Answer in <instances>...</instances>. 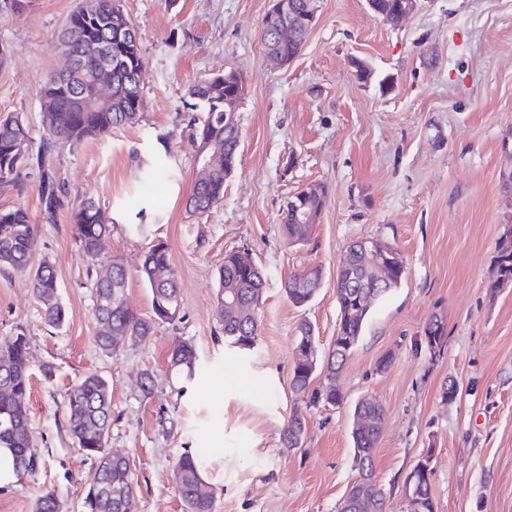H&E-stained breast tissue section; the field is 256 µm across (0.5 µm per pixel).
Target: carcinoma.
Returning <instances> with one entry per match:
<instances>
[{
	"instance_id": "carcinoma-1",
	"label": "carcinoma",
	"mask_w": 512,
	"mask_h": 512,
	"mask_svg": "<svg viewBox=\"0 0 512 512\" xmlns=\"http://www.w3.org/2000/svg\"><path fill=\"white\" fill-rule=\"evenodd\" d=\"M115 0H81L70 15L60 44L63 51L79 54L83 46L105 38L112 31ZM263 45L269 53L283 61L294 58L304 45L307 33L298 31L287 43L273 41L266 27H261ZM118 73L112 74V101L92 112L72 110L65 105L66 92L56 73L50 74L40 89V99L46 114L43 151L34 154L26 124L19 116L0 119V184L15 180L21 169L37 167L41 170L40 200L44 218L52 221L58 206L61 187L55 177L44 170L45 153L68 146L78 147L84 142L104 136L112 129L138 122L142 107L140 76L142 55L139 41L131 40L119 49ZM100 65L96 56L80 58V72L68 78L74 88L83 86L81 73L93 72ZM235 89L224 83V76L200 80L188 89L195 100L193 107L205 113L201 122L190 118L195 126L192 136L194 157L207 156L211 160L208 177L196 182L186 208L192 214H204L224 198V182L239 161V128L224 125V99ZM173 168L156 159L141 165V179L153 183ZM325 186L316 183L308 187L305 198L308 209L320 215L327 204ZM71 223L83 252L93 258L109 228L103 222L99 206L87 201L71 210ZM282 226L292 245L307 242L313 225L300 224L291 205L282 210ZM34 227L28 211L21 207L0 209V268L19 271L28 276L29 286L44 305L45 314L55 326L64 324L65 308L58 301L57 281L49 263L32 265ZM498 255L493 268L495 282L512 284V226L499 239ZM111 279L96 278L93 282L95 302L93 318L96 324V344L105 353L118 351L119 345L132 338L150 337L155 324L173 320L181 309L177 285L178 275L171 262L168 248L158 243L146 253L139 278L152 294V312L143 318L126 302L129 275L122 263L114 261L109 269ZM322 278L319 268L292 273L284 282L288 300L297 308L308 305L315 297ZM404 275L393 274L388 280L378 281L371 261L363 256L359 242L347 248V262L337 274L336 301L339 309L340 335L351 337L345 346L337 340L328 350L317 351V363L292 360L290 388L294 395L316 404L318 391L329 394L328 404L336 405L342 395L336 386V377L343 362L359 340L370 316L372 306L391 289L398 287ZM219 287L215 318L224 333L228 346L239 351L254 348L260 327V311L265 302L266 275L263 269L245 251H229L218 271ZM169 369L177 377L192 379L198 370L195 348L181 340L170 347ZM31 364L29 338L20 328L0 339V448L13 457L16 472L33 475L41 465L35 448L27 407L30 390ZM321 386H312L316 378ZM356 415L370 414L384 418V408L378 401L358 402ZM66 430L82 453L103 467L101 485L90 487L83 498L85 512H132L135 494L132 485L135 474L129 458L107 449L112 423V390L109 382L99 374H89L68 390L65 398ZM307 431L306 422L291 418L284 428L282 442L289 449L298 445ZM380 436V429L354 431L352 438L357 459L367 472H373L372 457ZM205 454L187 450L176 461L172 481L185 512H214L215 490L204 476ZM416 475L417 512H435L432 494V467L425 461ZM35 512H60L56 491H45L36 501ZM358 512H387L384 492L372 493L361 503Z\"/></svg>"
}]
</instances>
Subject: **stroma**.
Wrapping results in <instances>:
<instances>
[{
    "instance_id": "stroma-1",
    "label": "stroma",
    "mask_w": 512,
    "mask_h": 512,
    "mask_svg": "<svg viewBox=\"0 0 512 512\" xmlns=\"http://www.w3.org/2000/svg\"><path fill=\"white\" fill-rule=\"evenodd\" d=\"M24 3L18 13L0 10V118L21 115L36 151L44 134L38 91L65 65L59 36L78 0ZM314 5L301 52L280 66L261 40L268 0H122L142 50L139 122L47 157L64 190L55 223L41 213L39 169L0 185V208L30 213L33 259L53 267L67 312L63 326L49 325L26 278L0 270V337L20 327L29 338L28 407L44 460L36 475L0 487V512H34L49 489L62 512H83L96 463L68 436L64 400L91 373L112 387L108 448L132 462L133 512H183L172 466L197 448L209 451L215 512H336L359 475L352 431L363 399L384 408L373 468L389 512H410L404 480L426 454L436 512H512V284L492 275L512 220V189L502 180L512 171V0H420L398 24L378 18L367 0ZM360 63L369 80L358 79ZM230 70L245 79L240 162L223 202L192 216L185 200L199 174L187 88ZM165 153L175 175L145 197L152 220L139 225L127 199L142 160ZM313 183L326 186L327 205L308 242L289 245L281 212ZM88 199L109 226L93 259L69 222ZM118 211L127 223L116 221ZM365 238L393 248L405 278L373 307L336 379L342 405L307 406L289 385L294 338L306 322L320 346L333 341L336 276L348 244ZM160 242L179 273V317L103 353L92 277L120 261L132 273L131 308L151 316V291L135 271ZM231 250L248 251L267 274L261 333L247 353L225 346L214 318L216 273ZM314 267L322 286L309 305L294 307L283 284ZM435 313L447 338L433 357L415 340ZM176 339L199 356L198 374L185 383L168 371ZM384 358L389 366L378 370ZM450 382L458 394L446 401ZM296 415L308 430L290 450L280 437Z\"/></svg>"
}]
</instances>
